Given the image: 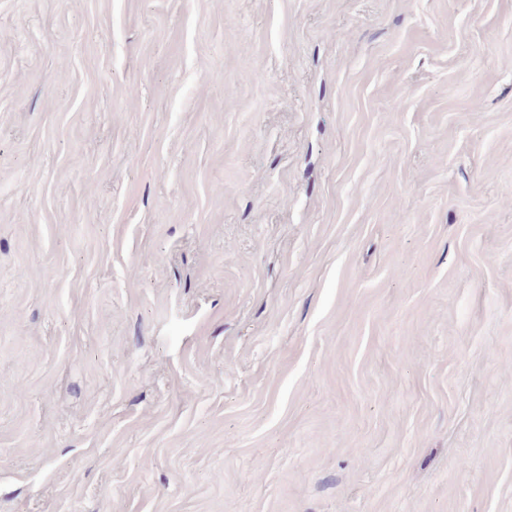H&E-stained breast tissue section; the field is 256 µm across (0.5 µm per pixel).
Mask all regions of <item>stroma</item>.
Returning a JSON list of instances; mask_svg holds the SVG:
<instances>
[{
    "label": "stroma",
    "instance_id": "35a3bbf8",
    "mask_svg": "<svg viewBox=\"0 0 512 512\" xmlns=\"http://www.w3.org/2000/svg\"><path fill=\"white\" fill-rule=\"evenodd\" d=\"M0 512H512V0H0Z\"/></svg>",
    "mask_w": 512,
    "mask_h": 512
}]
</instances>
